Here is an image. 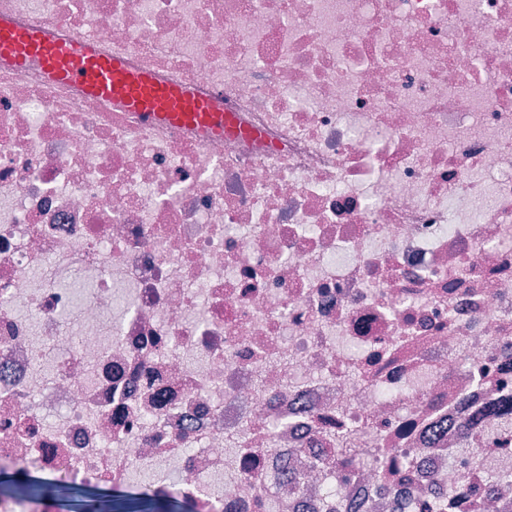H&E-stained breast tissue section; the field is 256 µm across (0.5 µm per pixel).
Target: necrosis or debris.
Returning a JSON list of instances; mask_svg holds the SVG:
<instances>
[{
	"label": "necrosis or debris",
	"instance_id": "obj_1",
	"mask_svg": "<svg viewBox=\"0 0 512 512\" xmlns=\"http://www.w3.org/2000/svg\"><path fill=\"white\" fill-rule=\"evenodd\" d=\"M217 136L0 59V468L189 512H512V0H0ZM278 432H271L272 424ZM408 467H343L362 435Z\"/></svg>",
	"mask_w": 512,
	"mask_h": 512
}]
</instances>
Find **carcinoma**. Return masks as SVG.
Masks as SVG:
<instances>
[{"mask_svg": "<svg viewBox=\"0 0 512 512\" xmlns=\"http://www.w3.org/2000/svg\"><path fill=\"white\" fill-rule=\"evenodd\" d=\"M344 461L377 468L395 464V459L375 452L350 451L344 455ZM0 476L4 477L0 483L7 487L22 486L32 498L55 501L68 512H105L107 509L111 512H187L181 499L171 494L160 496L147 488L132 494L108 496L96 488L82 487L62 477L33 476L23 469L0 470Z\"/></svg>", "mask_w": 512, "mask_h": 512, "instance_id": "cac0c4a2", "label": "carcinoma"}]
</instances>
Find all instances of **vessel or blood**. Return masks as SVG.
<instances>
[{"label":"vessel or blood","instance_id":"b4317fda","mask_svg":"<svg viewBox=\"0 0 512 512\" xmlns=\"http://www.w3.org/2000/svg\"><path fill=\"white\" fill-rule=\"evenodd\" d=\"M0 59L19 68L38 64L54 82L122 102L149 122L173 128L194 126L218 134L231 125L230 115L212 101L182 87L157 84L148 72L128 69L122 57L101 55L83 36L53 41L39 27L18 28L0 20Z\"/></svg>","mask_w":512,"mask_h":512}]
</instances>
